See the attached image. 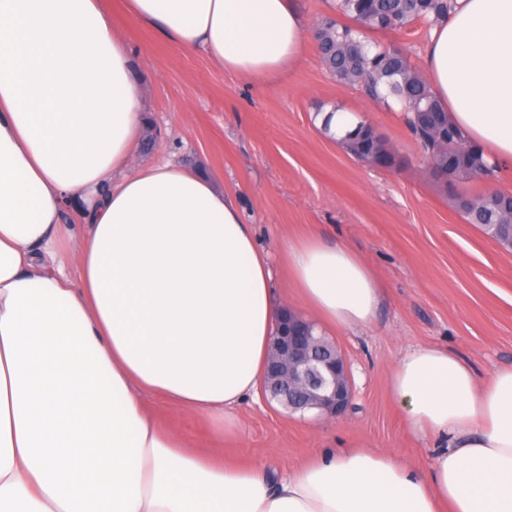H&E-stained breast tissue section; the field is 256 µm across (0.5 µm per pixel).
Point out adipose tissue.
I'll return each mask as SVG.
<instances>
[{
  "mask_svg": "<svg viewBox=\"0 0 512 512\" xmlns=\"http://www.w3.org/2000/svg\"><path fill=\"white\" fill-rule=\"evenodd\" d=\"M127 9L246 79L281 83L304 50L294 0ZM424 55L453 123L512 170V0H457ZM142 110L104 0H0V512H512V366L483 379L437 346L389 381L409 427L447 441L425 472L353 446L276 475L160 424L149 399L236 435L283 304L233 192L132 167ZM286 260L320 323L375 322L380 279L347 244L313 226Z\"/></svg>",
  "mask_w": 512,
  "mask_h": 512,
  "instance_id": "obj_1",
  "label": "adipose tissue"
}]
</instances>
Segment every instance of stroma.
<instances>
[{
  "instance_id": "obj_1",
  "label": "stroma",
  "mask_w": 512,
  "mask_h": 512,
  "mask_svg": "<svg viewBox=\"0 0 512 512\" xmlns=\"http://www.w3.org/2000/svg\"><path fill=\"white\" fill-rule=\"evenodd\" d=\"M108 5L133 53L146 109L142 133L154 139L137 163L172 160L235 193L258 246L271 258L279 290L289 288L288 244L312 224L355 249L384 289L371 326L328 334L347 358L352 410L340 418L316 410L292 414L245 399L233 411L239 434L225 439V455L285 471L314 451L360 443L427 468L440 443L409 431L389 393L394 366L418 345L446 348L484 376L511 366L512 252L463 220L448 203V187L423 177L425 154L398 108L336 81L314 40L272 86L182 53L133 21L124 0ZM430 34L414 24L368 37L398 47L419 68ZM336 105L373 123L402 168H370L350 158L316 123L319 112Z\"/></svg>"
}]
</instances>
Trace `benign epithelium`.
<instances>
[{"instance_id":"7a95c632","label":"benign epithelium","mask_w":512,"mask_h":512,"mask_svg":"<svg viewBox=\"0 0 512 512\" xmlns=\"http://www.w3.org/2000/svg\"><path fill=\"white\" fill-rule=\"evenodd\" d=\"M261 395L292 411L318 409L341 417L352 406L353 387L343 353L290 311L273 336Z\"/></svg>"}]
</instances>
